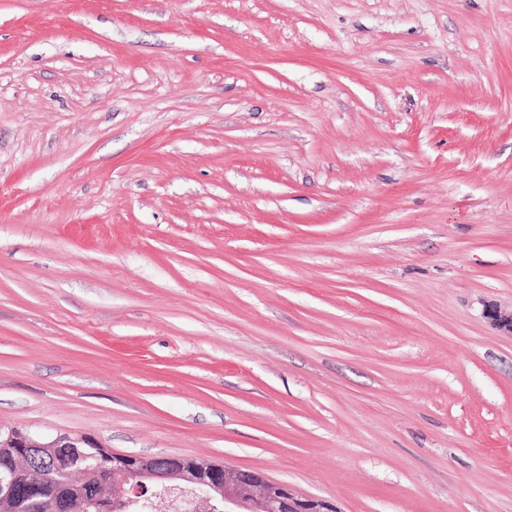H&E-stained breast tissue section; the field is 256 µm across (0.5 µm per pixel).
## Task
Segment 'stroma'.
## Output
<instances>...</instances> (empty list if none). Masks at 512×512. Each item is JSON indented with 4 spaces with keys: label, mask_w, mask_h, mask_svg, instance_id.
Returning a JSON list of instances; mask_svg holds the SVG:
<instances>
[{
    "label": "stroma",
    "mask_w": 512,
    "mask_h": 512,
    "mask_svg": "<svg viewBox=\"0 0 512 512\" xmlns=\"http://www.w3.org/2000/svg\"><path fill=\"white\" fill-rule=\"evenodd\" d=\"M512 0H0V428L512 512Z\"/></svg>",
    "instance_id": "obj_1"
}]
</instances>
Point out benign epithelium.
Returning a JSON list of instances; mask_svg holds the SVG:
<instances>
[{
	"label": "benign epithelium",
	"instance_id": "7a95c632",
	"mask_svg": "<svg viewBox=\"0 0 512 512\" xmlns=\"http://www.w3.org/2000/svg\"><path fill=\"white\" fill-rule=\"evenodd\" d=\"M485 316L512 336V312L489 304ZM84 438L56 436L35 441L14 429L0 432V451L27 459L37 457L67 477L50 494L40 492L36 478L19 485L12 472L0 471V507L6 512H77L87 494L97 499L134 504L151 485L193 491L188 501L197 512H332L331 504L305 497L284 482H271L252 470L230 469L208 460L187 463L174 456L110 455L101 460L88 452Z\"/></svg>",
	"mask_w": 512,
	"mask_h": 512
}]
</instances>
